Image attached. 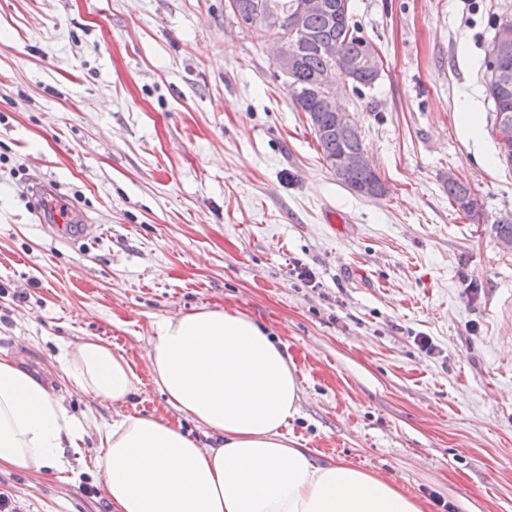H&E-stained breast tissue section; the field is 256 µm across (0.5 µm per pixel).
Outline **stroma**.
<instances>
[{
    "mask_svg": "<svg viewBox=\"0 0 512 512\" xmlns=\"http://www.w3.org/2000/svg\"><path fill=\"white\" fill-rule=\"evenodd\" d=\"M383 64L335 94L387 196L326 167L273 43L225 0H0V353L92 426L117 413L203 431L168 406L153 324L234 307L286 347L291 423L427 512H512V214L483 62L512 0H351ZM478 112L464 127L465 104ZM455 172L478 201L460 210ZM65 199L75 224L53 227ZM338 215L329 223V215ZM98 336L142 380L126 405L75 394L56 357ZM96 448L66 471L0 465L14 512H113ZM447 177L450 181H456L445 184V187L448 190V197L458 204L459 208L464 210V212L467 214L472 213L476 208V204L471 205L470 202V198L473 196L470 185L460 181L461 179L454 173H448L445 178Z\"/></svg>",
    "mask_w": 512,
    "mask_h": 512,
    "instance_id": "obj_1",
    "label": "stroma"
}]
</instances>
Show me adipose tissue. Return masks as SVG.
I'll use <instances>...</instances> for the list:
<instances>
[{"label":"adipose tissue","instance_id":"1","mask_svg":"<svg viewBox=\"0 0 512 512\" xmlns=\"http://www.w3.org/2000/svg\"><path fill=\"white\" fill-rule=\"evenodd\" d=\"M154 331L155 385L213 442L152 415L114 419L98 433L96 465L114 512H426L386 478L299 447L288 430L301 409L296 367L247 314L202 308ZM58 362L77 393L121 405L137 389L133 364L99 337L65 344ZM87 435L42 380L0 354V464L64 470Z\"/></svg>","mask_w":512,"mask_h":512}]
</instances>
